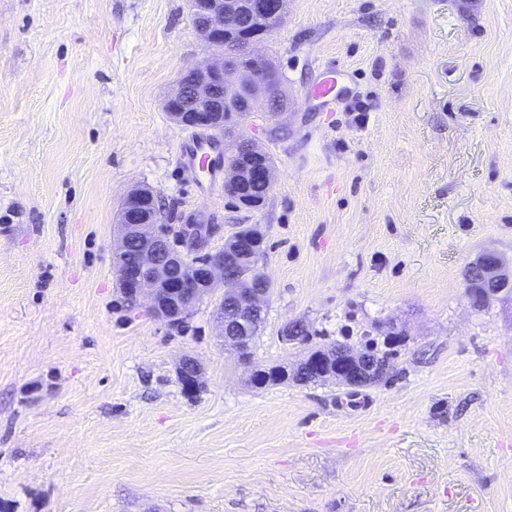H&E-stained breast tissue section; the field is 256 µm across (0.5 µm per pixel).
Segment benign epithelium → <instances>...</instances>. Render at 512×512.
<instances>
[{"mask_svg":"<svg viewBox=\"0 0 512 512\" xmlns=\"http://www.w3.org/2000/svg\"><path fill=\"white\" fill-rule=\"evenodd\" d=\"M189 8L196 33L212 56L188 68L190 82L178 81L165 99V110L179 127L232 139L224 190L238 207L258 208L263 201L250 197V188L262 184L272 190L275 165L267 152L236 132L235 116L224 112L222 87L233 85L250 112L263 108L278 114L287 108L283 95L258 87L256 74L246 61L259 56L260 44L271 33L260 24L283 21L288 0H189ZM164 218L153 188L137 185L128 191L115 217L112 249V264L123 292L132 304L147 303L157 318L177 327L185 323L198 302L216 289H224V303L217 315L219 335L224 346L244 354L263 322L266 292L256 288L248 276L232 272L224 257L248 261L260 255L264 242L261 228L248 225L224 240V250L197 260L177 248L164 229ZM508 266L505 259L485 253L469 263L467 285L474 292L511 285ZM297 371L312 381L355 389L385 376L387 366L368 346L329 345L309 353ZM176 374L180 381L188 382L190 392L201 384L200 364L193 357L181 358Z\"/></svg>","mask_w":512,"mask_h":512,"instance_id":"7a95c632","label":"benign epithelium"}]
</instances>
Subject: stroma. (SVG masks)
I'll use <instances>...</instances> for the list:
<instances>
[{
  "label": "stroma",
  "instance_id": "1",
  "mask_svg": "<svg viewBox=\"0 0 512 512\" xmlns=\"http://www.w3.org/2000/svg\"><path fill=\"white\" fill-rule=\"evenodd\" d=\"M260 53L288 110L246 121L277 169L253 212L179 168L164 99L208 54L188 0H0V512H512V293L477 307L464 279L512 258V0H288ZM332 63L326 112L304 92ZM137 184L205 219L206 252L260 225L257 365L371 341L389 378L257 388L222 292L179 330L128 307ZM293 320L314 336L281 342ZM176 374L180 382L189 383L187 389L194 392L201 384V368L198 361L193 357H183L176 364Z\"/></svg>",
  "mask_w": 512,
  "mask_h": 512
}]
</instances>
